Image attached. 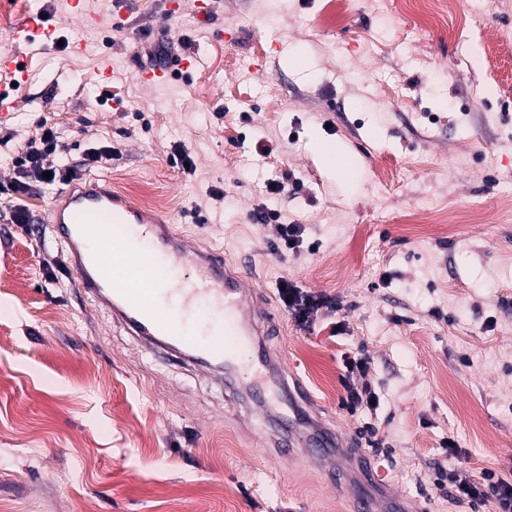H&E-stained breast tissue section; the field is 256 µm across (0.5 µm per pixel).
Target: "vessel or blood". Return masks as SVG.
Returning <instances> with one entry per match:
<instances>
[{"label": "vessel or blood", "instance_id": "vessel-or-blood-1", "mask_svg": "<svg viewBox=\"0 0 512 512\" xmlns=\"http://www.w3.org/2000/svg\"><path fill=\"white\" fill-rule=\"evenodd\" d=\"M196 61L187 54L139 70L138 77L150 87L168 71ZM49 218L77 287L106 304L132 336L179 361L224 370L231 386L267 406L287 404L292 438L266 439L287 464H294L301 447L306 459L324 466L331 451L343 447L342 433L311 418L314 395L308 385L288 378L266 343L280 330L279 308L259 304L251 281L234 271L223 252L188 245L167 219L141 211L102 176L62 190ZM132 238L141 245L133 261L126 252ZM358 468L361 478L351 486L338 485L335 470L325 471L328 484L337 485L353 512H411L405 500L396 498L377 508L368 455H359Z\"/></svg>", "mask_w": 512, "mask_h": 512}]
</instances>
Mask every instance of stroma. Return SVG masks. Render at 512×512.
<instances>
[{
	"instance_id": "1",
	"label": "stroma",
	"mask_w": 512,
	"mask_h": 512,
	"mask_svg": "<svg viewBox=\"0 0 512 512\" xmlns=\"http://www.w3.org/2000/svg\"><path fill=\"white\" fill-rule=\"evenodd\" d=\"M421 2L347 0L320 25L324 0H85L112 33L85 30L67 0H27L56 42L0 30V53L27 68L0 119L14 135L0 150V512L350 509L316 466L263 447L260 410L130 336L76 288L50 236L12 223L10 158L50 126L69 163L113 149L89 173L122 178L133 199L151 185L194 245L252 257L261 296L287 279L333 300L307 328L284 315L269 342L348 442L373 427L378 491L475 512L440 471L512 477V56L499 46L512 0L427 27ZM76 38L89 54L69 53ZM166 48L195 68L144 86L138 69ZM106 55L117 67L103 82ZM317 141L353 158L347 177L318 162ZM271 177L287 199L272 201ZM271 203L303 227L286 261L274 225L253 217ZM361 354L380 397L371 412L341 406L343 362Z\"/></svg>"
}]
</instances>
